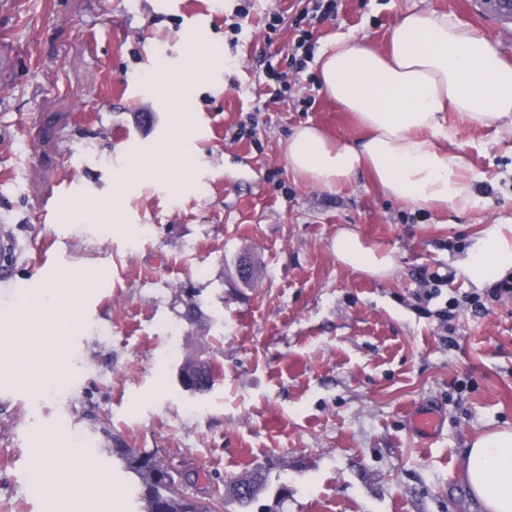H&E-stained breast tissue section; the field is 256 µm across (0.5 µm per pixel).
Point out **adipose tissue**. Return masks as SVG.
<instances>
[{
  "label": "adipose tissue",
  "mask_w": 512,
  "mask_h": 512,
  "mask_svg": "<svg viewBox=\"0 0 512 512\" xmlns=\"http://www.w3.org/2000/svg\"><path fill=\"white\" fill-rule=\"evenodd\" d=\"M389 50L379 53L367 38L339 35L319 53L317 81L328 97L351 112L364 136H328L312 123L298 126L288 139L286 162L294 176L334 190L361 172L372 174L391 198L418 208L468 211L478 206L475 178L464 148H452L449 113L497 134L512 136V62L480 28L453 14L409 9L389 33ZM162 84L178 119L162 153L165 163H183L187 126L186 82L167 74ZM331 247L343 265L376 278L395 268L391 252L366 244L354 230L340 229ZM477 287L488 288L512 273V220L482 229L459 262ZM94 280L79 272L61 273L42 288L63 309L51 326L34 325L28 304L0 315V330L29 325V336L0 351V380L18 388L48 385L66 377L69 338L81 316ZM65 455L75 476L57 482L58 455ZM37 477L56 482L48 512L76 503L80 512H116L118 498L110 475L98 469L85 448L39 449ZM466 481L487 512H512V429L478 435L467 449Z\"/></svg>",
  "instance_id": "1"
}]
</instances>
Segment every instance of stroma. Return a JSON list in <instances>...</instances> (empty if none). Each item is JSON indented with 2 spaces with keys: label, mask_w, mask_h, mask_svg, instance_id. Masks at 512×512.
Wrapping results in <instances>:
<instances>
[{
  "label": "stroma",
  "mask_w": 512,
  "mask_h": 512,
  "mask_svg": "<svg viewBox=\"0 0 512 512\" xmlns=\"http://www.w3.org/2000/svg\"><path fill=\"white\" fill-rule=\"evenodd\" d=\"M307 0H256L237 44L233 0H0V314L60 271L97 281L68 349L69 374L36 391L0 383V512H43L38 448L76 440L108 471L122 512H141L139 482L113 442L164 464L200 470L180 491L267 470L250 512H485L462 478L468 441L512 428V297L472 287L456 266L483 227L512 219V138L450 114L482 202L467 212L418 209L384 194L369 173L326 191L294 178L288 137L311 122L330 136L362 134L320 88L297 77L308 108L272 100L263 72L286 69L294 18ZM410 7L453 12L512 58V26L477 0H342L311 25L316 47L339 34L378 50ZM283 21L266 33L264 15ZM195 38L211 52L193 82L178 183L155 174L126 183L130 159L165 147L172 114L157 84L183 67ZM155 113L142 129L141 113ZM252 136L238 138L240 124ZM113 203V224L64 202ZM357 230L393 251L378 279L342 265L336 232ZM258 263L250 284L235 262ZM439 273L459 301L448 322L420 306L422 275ZM190 289L203 327L187 323ZM480 296L474 314L465 298ZM205 336L209 393L178 382L182 354ZM443 415L437 436L411 414Z\"/></svg>",
  "instance_id": "35a3bbf8"
}]
</instances>
